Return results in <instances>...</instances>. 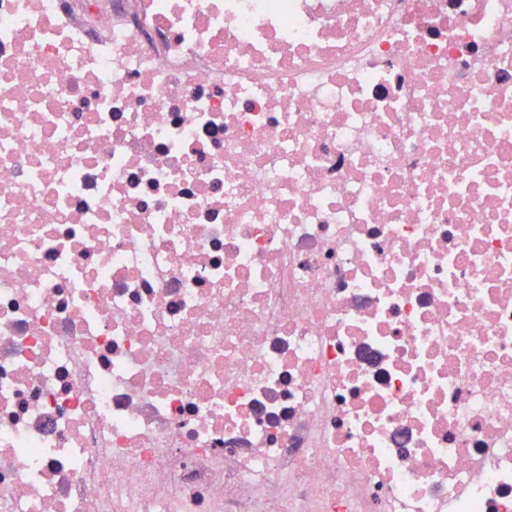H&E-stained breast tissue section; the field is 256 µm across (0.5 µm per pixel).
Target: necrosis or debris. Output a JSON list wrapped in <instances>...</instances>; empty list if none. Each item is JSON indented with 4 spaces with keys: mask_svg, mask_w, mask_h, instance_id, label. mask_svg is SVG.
I'll list each match as a JSON object with an SVG mask.
<instances>
[{
    "mask_svg": "<svg viewBox=\"0 0 512 512\" xmlns=\"http://www.w3.org/2000/svg\"><path fill=\"white\" fill-rule=\"evenodd\" d=\"M0 512H512V0H0Z\"/></svg>",
    "mask_w": 512,
    "mask_h": 512,
    "instance_id": "4bbe7bcc",
    "label": "necrosis or debris"
}]
</instances>
